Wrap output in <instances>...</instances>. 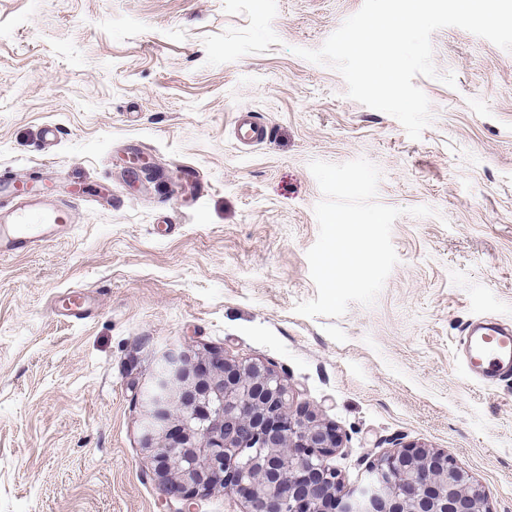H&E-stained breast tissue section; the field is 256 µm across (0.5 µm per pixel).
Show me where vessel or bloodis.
<instances>
[{"label": "vessel or blood", "instance_id": "1", "mask_svg": "<svg viewBox=\"0 0 512 512\" xmlns=\"http://www.w3.org/2000/svg\"><path fill=\"white\" fill-rule=\"evenodd\" d=\"M235 134L246 145L265 142L270 128L253 113L236 116ZM89 195L80 188L51 199L28 181L0 175V258L36 252L72 231ZM471 374L482 379L512 378V327L468 325L464 333Z\"/></svg>", "mask_w": 512, "mask_h": 512}]
</instances>
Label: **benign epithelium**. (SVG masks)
Returning a JSON list of instances; mask_svg holds the SVG:
<instances>
[{
    "label": "benign epithelium",
    "instance_id": "7a95c632",
    "mask_svg": "<svg viewBox=\"0 0 512 512\" xmlns=\"http://www.w3.org/2000/svg\"><path fill=\"white\" fill-rule=\"evenodd\" d=\"M131 388L145 408L141 447L188 508L224 486L247 512H488L485 491L448 453L421 446L385 454L364 484L341 491L326 463L336 429L293 410L294 393L269 362L174 347L146 391Z\"/></svg>",
    "mask_w": 512,
    "mask_h": 512
}]
</instances>
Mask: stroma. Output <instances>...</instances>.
<instances>
[{
	"mask_svg": "<svg viewBox=\"0 0 512 512\" xmlns=\"http://www.w3.org/2000/svg\"><path fill=\"white\" fill-rule=\"evenodd\" d=\"M362 4L0 0V171L112 195L69 235L0 259V512H182L130 387L172 346L273 362L295 406L340 433L327 463L343 488L417 444L461 464L489 512H512V379L475 381L459 355L471 319L512 322V52L436 30L437 75L413 80L432 121L414 140L294 53ZM241 111L271 140L238 142ZM132 144L149 171H127ZM359 157L382 172L377 202L402 211L399 261L373 306L298 315L317 295L308 164ZM73 292L85 319L55 314Z\"/></svg>",
	"mask_w": 512,
	"mask_h": 512,
	"instance_id": "obj_1",
	"label": "stroma"
}]
</instances>
